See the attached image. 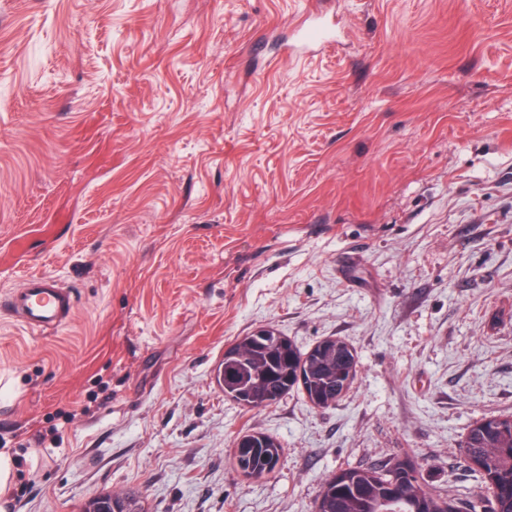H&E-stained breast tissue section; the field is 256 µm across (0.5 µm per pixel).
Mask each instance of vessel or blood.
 I'll return each mask as SVG.
<instances>
[{
	"instance_id": "obj_1",
	"label": "vessel or blood",
	"mask_w": 512,
	"mask_h": 512,
	"mask_svg": "<svg viewBox=\"0 0 512 512\" xmlns=\"http://www.w3.org/2000/svg\"><path fill=\"white\" fill-rule=\"evenodd\" d=\"M300 29L301 50L328 47L336 38V19L322 0H313ZM5 303L17 323L31 330L63 327L76 306L73 291L45 274L30 275L20 288L8 293Z\"/></svg>"
}]
</instances>
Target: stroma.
Masks as SVG:
<instances>
[{
    "mask_svg": "<svg viewBox=\"0 0 512 512\" xmlns=\"http://www.w3.org/2000/svg\"><path fill=\"white\" fill-rule=\"evenodd\" d=\"M0 0V299L75 293L58 330L0 306L8 512L135 489L148 512H313L325 475L417 462L487 496L461 441L512 416V0ZM269 326L333 336V407L248 409L214 370ZM278 438L260 479L240 434ZM324 1H314L308 16L299 24L302 31L299 48L303 51L330 47L336 39L335 15L324 7ZM5 303L16 322L31 330L63 327L76 306L73 291L45 274L30 275L20 288L8 293ZM283 452L284 447L276 437L246 432L236 440L233 466L246 477L261 478L276 470Z\"/></svg>",
    "mask_w": 512,
    "mask_h": 512,
    "instance_id": "35a3bbf8",
    "label": "stroma"
}]
</instances>
